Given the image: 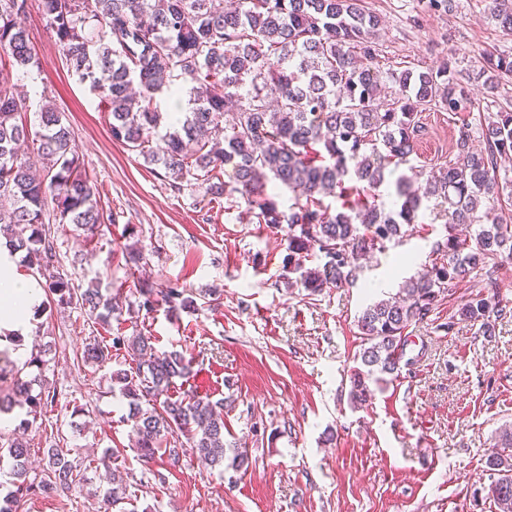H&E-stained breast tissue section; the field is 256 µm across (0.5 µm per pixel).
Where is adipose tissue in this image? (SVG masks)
<instances>
[{
  "instance_id": "obj_1",
  "label": "adipose tissue",
  "mask_w": 512,
  "mask_h": 512,
  "mask_svg": "<svg viewBox=\"0 0 512 512\" xmlns=\"http://www.w3.org/2000/svg\"><path fill=\"white\" fill-rule=\"evenodd\" d=\"M40 302L36 281L21 272L8 247L0 245V328L26 334Z\"/></svg>"
}]
</instances>
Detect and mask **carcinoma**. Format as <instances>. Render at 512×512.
Returning a JSON list of instances; mask_svg holds the SVG:
<instances>
[{
	"label": "carcinoma",
	"mask_w": 512,
	"mask_h": 512,
	"mask_svg": "<svg viewBox=\"0 0 512 512\" xmlns=\"http://www.w3.org/2000/svg\"><path fill=\"white\" fill-rule=\"evenodd\" d=\"M490 16L512 30V0H486ZM27 0H0V66L40 65L30 31L18 22ZM40 10L67 64L80 82L100 96L112 117V138L163 168L175 190L193 178L219 198L230 191L248 206L256 223L286 232L285 284L310 296L357 280L360 260L405 234L429 202L439 207L444 236L437 258L399 291L367 307L358 317L360 350L350 373V401L371 398L370 384L389 382L399 371L409 328L424 321L448 292L467 281L475 291L439 327L453 332L456 320L495 335L496 323L512 312L497 299L498 269L512 263V225L499 210L512 202V179L500 177L512 159V110L490 113L481 126L483 146L473 150L462 129L448 161L413 181L398 173L417 154L421 112L439 108L455 114L471 107L464 82L451 65L385 72L380 55L379 18L363 0H40ZM483 72L512 75V54L486 53ZM190 85L184 116L158 111L156 98ZM23 102L0 84V236L10 252L24 253L32 272L57 258L50 224H71L87 239L112 211L99 206L64 113L45 105L38 124L22 118ZM165 133H160V130ZM164 147H153L155 137ZM32 143L43 160L35 169L20 152ZM231 173L227 187L224 173ZM393 179L386 205L380 188ZM294 193L288 210L267 191L270 182ZM355 199L333 210L332 197ZM317 258L314 266L307 265ZM48 290L58 308L83 309L103 329L122 314V290L79 288L60 275ZM138 308L149 315L197 309L193 292L143 283ZM135 361L110 376V392L127 401L122 422L131 426L139 459H160L181 468L192 455L212 468L230 460L249 467L245 448L224 440V400L190 389L172 393L189 377L178 350L159 351L153 337L115 335L109 343L85 346L83 361L101 367L112 351ZM14 380V395L30 419L55 400L46 380ZM500 449L486 458L488 497L496 512H512V429L499 435ZM15 478L0 498V512H19L22 502L76 486V466L61 451H46L45 476L31 474L30 448L14 439L0 448ZM106 484L97 490L103 512L128 499L119 451L101 456Z\"/></svg>",
	"instance_id": "1"
}]
</instances>
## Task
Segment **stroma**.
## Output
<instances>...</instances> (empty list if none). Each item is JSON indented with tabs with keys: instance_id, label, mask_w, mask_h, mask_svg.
Masks as SVG:
<instances>
[{
	"instance_id": "obj_1",
	"label": "stroma",
	"mask_w": 512,
	"mask_h": 512,
	"mask_svg": "<svg viewBox=\"0 0 512 512\" xmlns=\"http://www.w3.org/2000/svg\"><path fill=\"white\" fill-rule=\"evenodd\" d=\"M365 3L380 18L381 68L450 62L469 84L470 109L421 116L415 163L439 167L460 127L479 130L481 115L512 104V78L492 93L480 75L482 51L512 54V31L490 18L485 0H453L448 9L428 0ZM23 22L40 66L10 70V80L30 111L48 101L65 112L95 197L116 215L90 243L72 225H53L56 272L83 287L121 286L130 309L113 320V332L140 331L156 347L192 358L190 386L223 399L225 439L250 455L245 471L228 465L219 472L192 457L171 472L162 462L140 461L130 427L119 421L127 405L109 391L111 366L81 361L104 330L83 310L55 308L23 350L0 343V363L12 361L26 380L36 374L27 360L44 351L43 374L57 389L53 407L28 430L19 428L24 409L13 408L0 424V443L23 437L37 468L44 449H62L85 483L31 499L25 512H97L91 458L106 448L126 459L136 512H491L485 459L500 427L512 425V316L490 338L464 321L453 333L437 331L469 297L467 286L454 288L413 327L398 376L363 408L352 409L348 399L361 344L357 318L435 258L444 228L432 213L423 211L402 242L362 261L355 285L306 298L282 279L283 232L250 223L243 201L210 205L204 185L173 191L161 167L113 140L109 114L68 69L38 0H28ZM131 244L145 256L133 273L125 263ZM142 281L191 290L197 310L176 318L162 309L133 312ZM209 293L219 303L208 304ZM75 421L85 424L83 433H73ZM158 472L165 482L155 480Z\"/></svg>"
}]
</instances>
